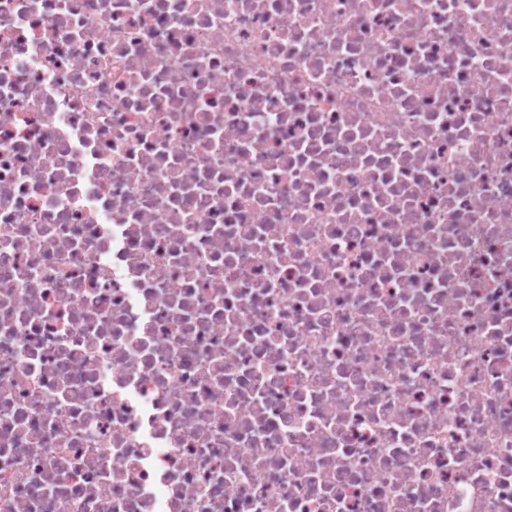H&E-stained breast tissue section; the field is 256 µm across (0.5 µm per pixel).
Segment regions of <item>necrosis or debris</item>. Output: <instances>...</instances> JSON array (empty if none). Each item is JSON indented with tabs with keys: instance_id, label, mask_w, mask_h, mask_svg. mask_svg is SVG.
Wrapping results in <instances>:
<instances>
[{
	"instance_id": "necrosis-or-debris-1",
	"label": "necrosis or debris",
	"mask_w": 512,
	"mask_h": 512,
	"mask_svg": "<svg viewBox=\"0 0 512 512\" xmlns=\"http://www.w3.org/2000/svg\"><path fill=\"white\" fill-rule=\"evenodd\" d=\"M0 512H512V0H0Z\"/></svg>"
}]
</instances>
